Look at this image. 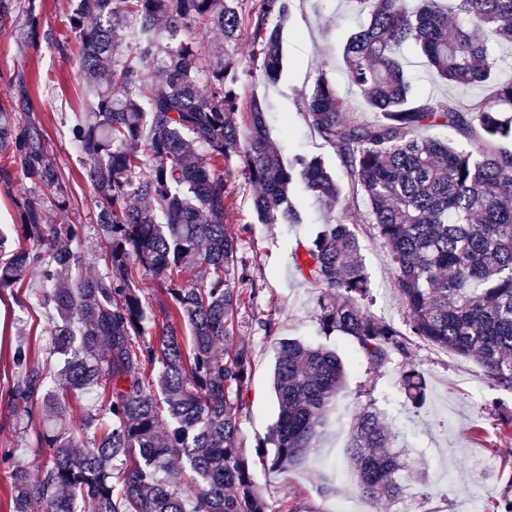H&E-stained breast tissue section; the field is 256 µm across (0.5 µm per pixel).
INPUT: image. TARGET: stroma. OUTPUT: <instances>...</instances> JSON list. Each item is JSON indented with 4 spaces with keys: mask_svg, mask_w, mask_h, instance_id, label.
Listing matches in <instances>:
<instances>
[{
    "mask_svg": "<svg viewBox=\"0 0 512 512\" xmlns=\"http://www.w3.org/2000/svg\"><path fill=\"white\" fill-rule=\"evenodd\" d=\"M71 0H35L42 18L45 37L30 42L25 36L24 19L28 7L19 0L11 13L0 18V108L11 112L15 121L43 129L52 160L70 180L73 200L67 212L52 211L53 222L80 224L84 227L81 251L86 272L101 269L95 222L94 193L81 177L84 156L66 134V124L84 103L81 88L84 76L77 69L79 44L65 26L66 7ZM362 18L347 0H291L287 22L282 29V72L277 83H268L251 63L248 33L237 42L225 44L217 31L204 37L206 48L227 45L246 75L241 86V102L252 98L265 102L268 131L282 154L307 152L322 155L334 174H341L333 150L324 146L308 126L305 99L313 89L317 70H324L335 84L344 108L369 117L368 105L346 76L343 47L347 37ZM406 69L416 90L427 96L469 100L461 88L441 85L424 58L413 48L403 53ZM232 204L226 224L240 240L238 257L251 291L248 305L242 307L234 327L235 342L250 345L253 365L243 392L245 409L240 421L241 443L251 459L258 485L279 512H336L344 500L356 502L360 512H373L362 500L350 479L338 478L344 465L345 445L350 423L365 399L360 387L367 379L375 381V396L387 412V426L399 442L411 443L422 452L421 460L429 474L418 485L415 512H466L471 495H479L483 507H490L499 495L496 474L503 464H512V440L498 437L494 419L481 414L485 401L499 397L512 408V395H499L477 373L468 360L429 345H418L417 359L427 377L424 405H407L398 386V368L389 366L368 376L365 366L343 336L322 338L316 321L318 291L296 271L290 253L297 241L306 240L320 224L337 219L351 196L340 203L321 202L303 186L293 192L305 216L301 224H261L252 209V187L244 178L225 182ZM363 262L376 301L375 315L395 321L402 318V301L392 287V266L388 248L360 225ZM39 288L37 277H30L22 293L30 298L27 307H19L10 294L0 295V348L15 343V326L23 324L28 342L37 351L49 345L47 331L50 316L34 296ZM271 320V332L262 331L258 322ZM296 338L309 343H326L340 355L346 367L345 396L329 417V425L318 446L295 469L281 472L264 467L256 457L258 444L274 422L277 404L271 388L275 346L280 339ZM11 370L7 359L0 358V449H11L16 459L32 463V440L23 438L14 428L7 404ZM483 428L481 438H474L475 428Z\"/></svg>",
    "mask_w": 512,
    "mask_h": 512,
    "instance_id": "35a3bbf8",
    "label": "stroma"
}]
</instances>
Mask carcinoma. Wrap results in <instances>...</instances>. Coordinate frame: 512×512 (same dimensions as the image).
Masks as SVG:
<instances>
[{"mask_svg":"<svg viewBox=\"0 0 512 512\" xmlns=\"http://www.w3.org/2000/svg\"><path fill=\"white\" fill-rule=\"evenodd\" d=\"M348 2L366 21L345 43L347 76L378 117L343 110L321 70L306 118L389 247L404 316L398 326L368 309L373 289L357 221L345 215L291 253L299 275L319 289V333L351 339L370 374L400 359L399 386L415 407L427 388L419 341L473 361L482 379L512 394V148L503 146L512 143V79L498 78L499 60L474 35L512 45V0H451V8L442 0ZM288 13V0H257L248 10L243 0H77L67 13L91 103L70 140L86 157L81 176L96 197L103 266L93 274L81 271L83 226L49 223L48 205L69 206L70 184L44 135L0 111V180H12V165L26 185L17 204L25 242L0 235V256L8 255L0 291L38 276L50 344L63 360L61 389L52 390L23 332L10 349L13 421L35 431L47 452L31 467L0 453L9 512H277L239 436L252 360L250 346L230 342L246 296L231 279L239 239L224 224V178L235 177L233 160L242 158L262 224L303 222L294 184L334 203L342 190L322 158L282 159L260 100L238 120V62L208 54L201 34L218 29L228 43L247 31L253 66L275 83ZM407 44L439 81L475 95L464 102L416 94L401 59ZM486 87L490 95L476 94ZM436 126L457 129L473 147L421 135ZM140 274L164 288L169 309L160 324L142 302ZM345 379L336 351L278 343L277 418L257 452L264 465L287 471L316 447ZM89 391L102 404L85 418L83 431L99 429L85 443L66 401ZM361 393L367 402L351 423L347 469L363 498L389 510L407 499V452L384 427L374 382ZM480 410L512 432L503 403ZM497 479L493 512H512V466Z\"/></svg>","mask_w":512,"mask_h":512,"instance_id":"obj_1","label":"carcinoma"}]
</instances>
